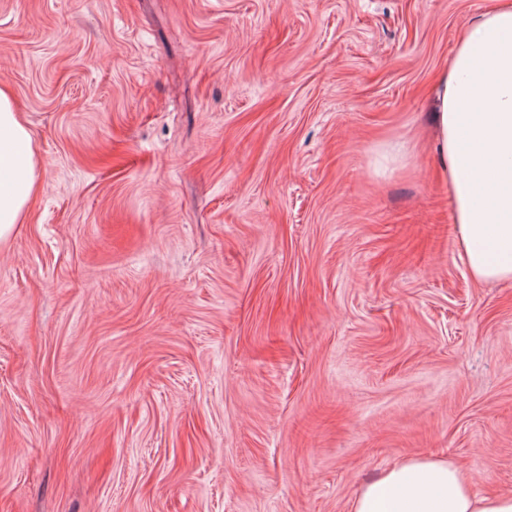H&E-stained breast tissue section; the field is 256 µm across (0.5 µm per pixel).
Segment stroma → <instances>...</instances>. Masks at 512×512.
Returning a JSON list of instances; mask_svg holds the SVG:
<instances>
[{
	"mask_svg": "<svg viewBox=\"0 0 512 512\" xmlns=\"http://www.w3.org/2000/svg\"><path fill=\"white\" fill-rule=\"evenodd\" d=\"M492 4L0 0L41 161L0 512H351L415 456L512 493V281L470 275L430 123Z\"/></svg>",
	"mask_w": 512,
	"mask_h": 512,
	"instance_id": "1",
	"label": "stroma"
}]
</instances>
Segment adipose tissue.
<instances>
[{
    "instance_id": "ef3b65f1",
    "label": "adipose tissue",
    "mask_w": 512,
    "mask_h": 512,
    "mask_svg": "<svg viewBox=\"0 0 512 512\" xmlns=\"http://www.w3.org/2000/svg\"><path fill=\"white\" fill-rule=\"evenodd\" d=\"M432 112L467 268L480 281L512 280V0H495L458 37ZM38 168L23 114L0 84L1 244L26 218ZM352 512H512V494L477 495L459 464L409 457L365 484Z\"/></svg>"
}]
</instances>
